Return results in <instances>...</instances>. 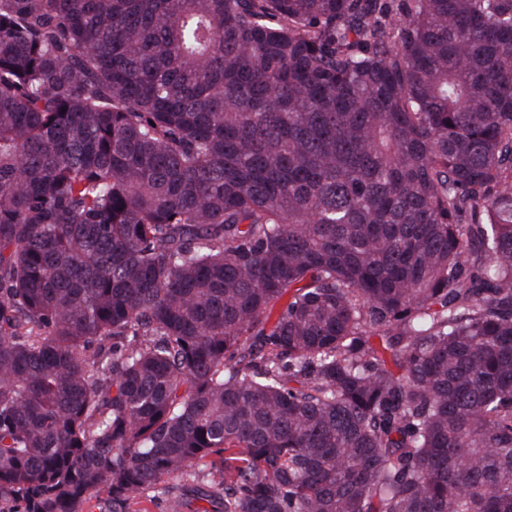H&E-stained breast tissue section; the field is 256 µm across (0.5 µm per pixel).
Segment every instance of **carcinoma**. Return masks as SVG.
Segmentation results:
<instances>
[{"label":"carcinoma","instance_id":"obj_1","mask_svg":"<svg viewBox=\"0 0 512 512\" xmlns=\"http://www.w3.org/2000/svg\"><path fill=\"white\" fill-rule=\"evenodd\" d=\"M149 495L512 512V0H0V512Z\"/></svg>","mask_w":512,"mask_h":512}]
</instances>
